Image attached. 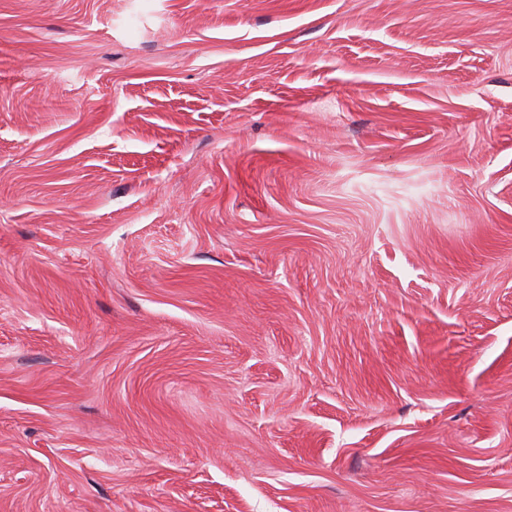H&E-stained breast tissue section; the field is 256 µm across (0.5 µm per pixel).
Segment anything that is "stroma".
<instances>
[{"label":"stroma","mask_w":512,"mask_h":512,"mask_svg":"<svg viewBox=\"0 0 512 512\" xmlns=\"http://www.w3.org/2000/svg\"><path fill=\"white\" fill-rule=\"evenodd\" d=\"M0 512H512V0H0Z\"/></svg>","instance_id":"35a3bbf8"}]
</instances>
